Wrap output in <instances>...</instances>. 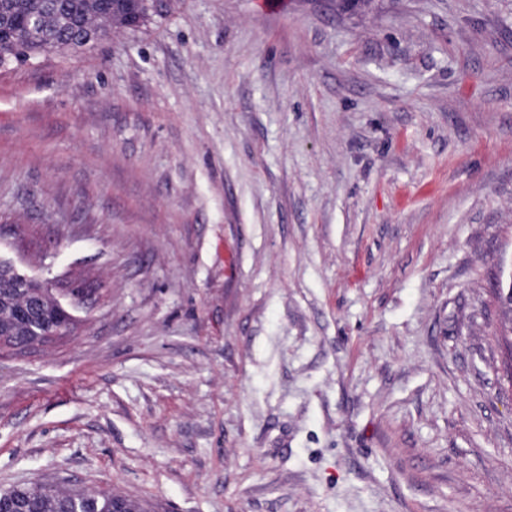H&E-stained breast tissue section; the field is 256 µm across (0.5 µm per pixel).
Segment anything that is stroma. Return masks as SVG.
<instances>
[{
  "mask_svg": "<svg viewBox=\"0 0 512 512\" xmlns=\"http://www.w3.org/2000/svg\"><path fill=\"white\" fill-rule=\"evenodd\" d=\"M0 491L512 512V0H153L0 67ZM102 2L103 4L98 5V8L100 9V15L98 16V18L102 21V23L100 24L104 25L111 31L130 29L139 26L146 18L149 11L147 10V4L142 2L139 10L144 12L142 21L137 25H131L130 14H127L126 10L114 12L112 9V0H105ZM37 324L38 325L33 330L34 336H27L30 332L28 325L12 322L10 320H8L7 323L4 324L1 331L4 334L11 335L13 338L17 340L26 341L29 344V346L34 344L33 341L35 336H59L64 334L63 326H59L51 330H46L45 325L42 324L40 320L37 322Z\"/></svg>",
  "mask_w": 512,
  "mask_h": 512,
  "instance_id": "obj_1",
  "label": "stroma"
}]
</instances>
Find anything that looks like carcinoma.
<instances>
[{"label": "carcinoma", "instance_id": "cac0c4a2", "mask_svg": "<svg viewBox=\"0 0 512 512\" xmlns=\"http://www.w3.org/2000/svg\"><path fill=\"white\" fill-rule=\"evenodd\" d=\"M96 5L88 0H0L4 27L0 28V66L14 59L28 58L50 50H79L90 45L89 31L92 10ZM99 19L110 30L132 28L127 11H113L112 0L96 6ZM40 15L45 27L33 32L27 20ZM1 332L17 340L33 344L25 324L7 321ZM123 501L128 512H144L143 506L108 490L82 489L60 492L52 484L18 486L0 493V502L8 512H113L112 506Z\"/></svg>", "mask_w": 512, "mask_h": 512}]
</instances>
